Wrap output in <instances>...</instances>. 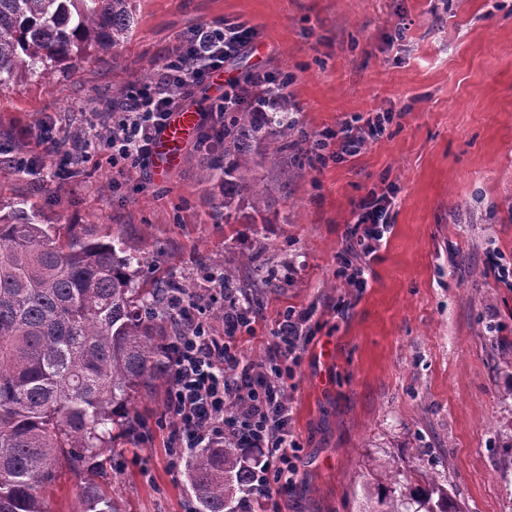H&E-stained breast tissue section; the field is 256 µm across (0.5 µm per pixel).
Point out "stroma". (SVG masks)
I'll list each match as a JSON object with an SVG mask.
<instances>
[{"instance_id": "stroma-1", "label": "stroma", "mask_w": 512, "mask_h": 512, "mask_svg": "<svg viewBox=\"0 0 512 512\" xmlns=\"http://www.w3.org/2000/svg\"><path fill=\"white\" fill-rule=\"evenodd\" d=\"M137 15L125 45L0 87V206L121 237L142 249L144 275L175 269L199 294L200 260L241 272L263 250L275 277L241 355L266 362L278 314H312L288 379L299 472L274 487L279 512H361L363 484L391 457L407 472L435 469L460 512H512V285L489 270L512 263V0H139ZM224 21L256 26L262 46L225 73L292 77L293 139L356 113H392L386 132L323 168L252 142L257 211L243 195L225 204L189 142L162 181L104 155L51 178L63 153L35 139L39 119L72 140L183 33ZM387 183L398 189L392 227L360 292L337 256L354 202ZM165 399L160 388L135 402L145 427L120 444V512H191L183 464L166 450Z\"/></svg>"}]
</instances>
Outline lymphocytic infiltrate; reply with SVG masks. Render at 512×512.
Segmentation results:
<instances>
[{
    "label": "lymphocytic infiltrate",
    "mask_w": 512,
    "mask_h": 512,
    "mask_svg": "<svg viewBox=\"0 0 512 512\" xmlns=\"http://www.w3.org/2000/svg\"><path fill=\"white\" fill-rule=\"evenodd\" d=\"M255 36V29L244 23H205L180 37L184 54L167 55L149 81L132 84L126 93L127 111L98 113L84 159L106 148L113 166L149 170L155 142L180 106L171 88L191 96ZM287 87L286 79L268 71L252 72L243 80L227 79L223 94L200 113L198 126L208 132L223 128L229 112L256 113L262 125L274 122L284 111ZM388 120L382 112L365 119L343 118L334 132L311 142L308 155L321 166L356 155L366 136L382 134ZM391 202L389 192L372 191L354 204L355 222L347 234L366 256L376 254L389 228ZM257 318V311L245 306L224 308V330L219 333L209 319L182 314L181 334L167 345L173 357L167 408L175 418L168 451L180 457L187 449L227 440L255 451L259 462L252 492L264 498L271 482L292 484L297 472L296 443L288 430V372L280 362L307 340L309 328L307 317L285 312L276 323V344L268 363L259 367L244 359L235 344L237 333L251 332Z\"/></svg>",
    "instance_id": "f902f5d3"
}]
</instances>
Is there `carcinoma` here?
<instances>
[{"label":"carcinoma","mask_w":512,"mask_h":512,"mask_svg":"<svg viewBox=\"0 0 512 512\" xmlns=\"http://www.w3.org/2000/svg\"><path fill=\"white\" fill-rule=\"evenodd\" d=\"M134 2L0 0V86L20 72L40 78L55 64L76 67L93 42L125 44L138 24ZM288 131L286 123L260 127L253 113H240L212 145L204 179L249 190V142L280 138L283 151ZM230 155L237 161L226 166ZM143 263L125 241L91 227L63 238L25 207L0 214V512H48L45 493L64 467L110 484L112 430L137 435L141 420L128 405L139 391L170 380L169 292L189 299L195 292L173 277L137 287ZM249 263L247 281L224 274L234 300H258L272 277L259 256ZM184 469L193 512H241L242 503L255 501L253 471L229 442L189 449ZM383 469L384 509L372 512H459L439 474H408L394 459ZM80 503L81 512H118L99 483L82 487Z\"/></svg>","instance_id":"obj_1"}]
</instances>
